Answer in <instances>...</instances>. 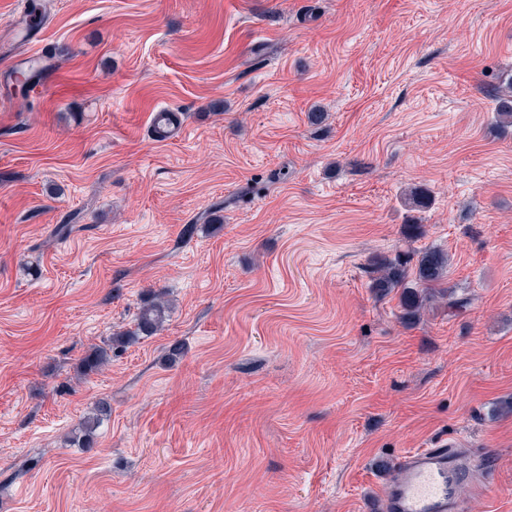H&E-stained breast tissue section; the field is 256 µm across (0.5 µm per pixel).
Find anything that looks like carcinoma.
I'll use <instances>...</instances> for the list:
<instances>
[{
  "label": "carcinoma",
  "instance_id": "obj_1",
  "mask_svg": "<svg viewBox=\"0 0 512 512\" xmlns=\"http://www.w3.org/2000/svg\"><path fill=\"white\" fill-rule=\"evenodd\" d=\"M496 119L502 125L512 124V84L496 90ZM448 254L429 249L417 254L415 264L416 286L406 283L407 268L399 258L381 257L371 264L373 285L385 293L399 288V303L403 315L407 318H418L422 310L431 303L437 294L442 292L443 281L448 273ZM169 311V303L155 295L146 299L140 307L133 331H118L110 336L102 346L90 348L81 360V372L85 375L100 371L111 360L114 349L123 348L138 336H152L160 331ZM111 411L110 405L102 400L97 409L84 417L77 429L66 437V441L76 444L89 451L96 445L97 431L103 416Z\"/></svg>",
  "mask_w": 512,
  "mask_h": 512
}]
</instances>
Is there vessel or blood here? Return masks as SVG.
<instances>
[{
	"label": "vessel or blood",
	"mask_w": 512,
	"mask_h": 512,
	"mask_svg": "<svg viewBox=\"0 0 512 512\" xmlns=\"http://www.w3.org/2000/svg\"><path fill=\"white\" fill-rule=\"evenodd\" d=\"M468 462L462 449L448 441L405 452L395 482L380 496L381 512H463L457 494Z\"/></svg>",
	"instance_id": "vessel-or-blood-1"
}]
</instances>
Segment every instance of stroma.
I'll return each mask as SVG.
<instances>
[{"mask_svg": "<svg viewBox=\"0 0 512 512\" xmlns=\"http://www.w3.org/2000/svg\"><path fill=\"white\" fill-rule=\"evenodd\" d=\"M37 32L0 55V512H371L444 438L498 461L467 512H512V0H49ZM428 248L464 306L408 320L368 266ZM151 292L164 330L80 376ZM497 102L496 119L502 125L512 124V82L497 88L494 95ZM110 411V405L106 401H99L97 409L81 420L77 429L66 437V441L73 445L77 444L78 448H84L86 451L93 449L103 416L109 414Z\"/></svg>", "mask_w": 512, "mask_h": 512, "instance_id": "stroma-1", "label": "stroma"}]
</instances>
